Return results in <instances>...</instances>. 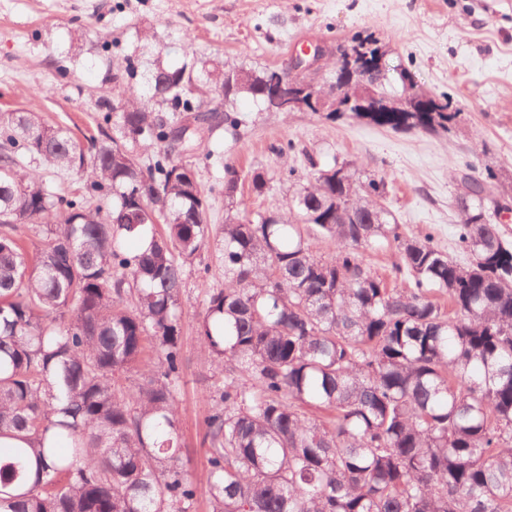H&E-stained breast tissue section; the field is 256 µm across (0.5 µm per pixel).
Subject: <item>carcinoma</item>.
Here are the masks:
<instances>
[{"label":"carcinoma","mask_w":512,"mask_h":512,"mask_svg":"<svg viewBox=\"0 0 512 512\" xmlns=\"http://www.w3.org/2000/svg\"><path fill=\"white\" fill-rule=\"evenodd\" d=\"M195 63L157 67L142 100L117 78L120 137L83 143L34 112L0 114V512H512V243L487 211L496 174L459 175L462 266L431 235L407 238L346 160L294 181L269 223L229 214L224 287L210 293L200 351L224 367L210 397L208 469L180 461L177 386L183 276L208 241L210 201L172 176L171 136L195 112ZM261 75L212 67L236 128L242 97L268 109ZM398 98L414 104L410 75ZM378 101L393 97L378 75ZM174 113L155 115L157 104ZM350 112L392 129L446 130L456 113ZM137 143L151 162L125 151ZM85 179L53 191L26 159ZM39 237L28 254L22 234ZM336 251L313 249L319 237ZM392 242L405 287L365 252ZM130 370L128 387L115 376ZM325 412L313 419L305 408Z\"/></svg>","instance_id":"1"}]
</instances>
